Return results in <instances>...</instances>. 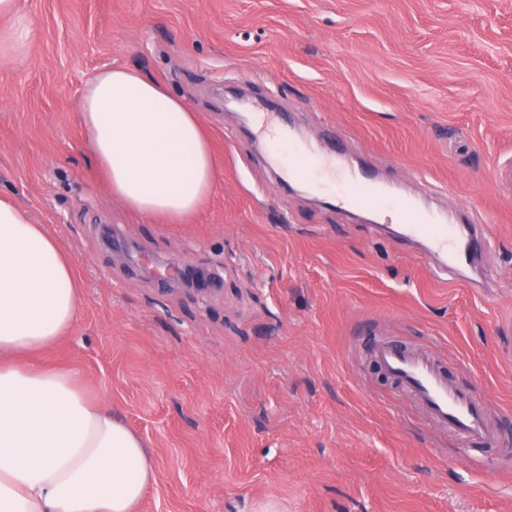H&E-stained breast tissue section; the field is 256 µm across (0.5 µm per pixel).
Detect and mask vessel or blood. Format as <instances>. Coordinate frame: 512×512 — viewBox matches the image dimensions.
I'll return each mask as SVG.
<instances>
[{
	"mask_svg": "<svg viewBox=\"0 0 512 512\" xmlns=\"http://www.w3.org/2000/svg\"><path fill=\"white\" fill-rule=\"evenodd\" d=\"M333 193L337 199L360 209L383 208L394 212L406 234L426 238L431 253L444 257L456 276H463L477 249L476 238L461 225L439 222L410 199L387 195L365 174H337ZM374 357L381 368L415 395L433 422L448 427L469 444L490 439L491 432L479 403L466 390L450 386L430 355L384 343L376 346Z\"/></svg>",
	"mask_w": 512,
	"mask_h": 512,
	"instance_id": "vessel-or-blood-1",
	"label": "vessel or blood"
}]
</instances>
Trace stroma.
I'll return each instance as SVG.
<instances>
[{"label": "stroma", "mask_w": 512, "mask_h": 512, "mask_svg": "<svg viewBox=\"0 0 512 512\" xmlns=\"http://www.w3.org/2000/svg\"><path fill=\"white\" fill-rule=\"evenodd\" d=\"M0 18V196L69 252L75 325L45 359L81 372L154 455L139 512H512V0H17ZM198 112L218 185L193 223L111 200L78 119L103 67ZM242 89L298 141L457 224H485L474 283L426 243L286 184ZM193 263L196 293L120 259ZM426 351L488 409L465 444L374 367Z\"/></svg>", "instance_id": "35a3bbf8"}]
</instances>
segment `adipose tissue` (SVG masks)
I'll return each instance as SVG.
<instances>
[{"instance_id":"1","label":"adipose tissue","mask_w":512,"mask_h":512,"mask_svg":"<svg viewBox=\"0 0 512 512\" xmlns=\"http://www.w3.org/2000/svg\"><path fill=\"white\" fill-rule=\"evenodd\" d=\"M79 112L112 199L155 224L193 222L217 179L196 112L119 67L87 82ZM80 288L58 239L0 198V512H138L156 480L119 412L77 370L37 359L73 327Z\"/></svg>"}]
</instances>
